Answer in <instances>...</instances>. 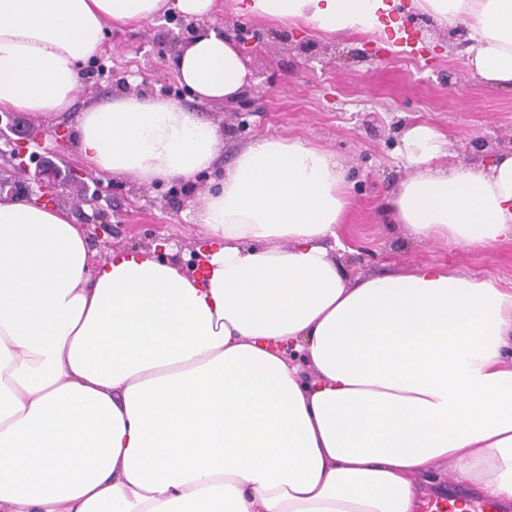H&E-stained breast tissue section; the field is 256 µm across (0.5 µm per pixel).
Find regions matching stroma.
<instances>
[{"label":"stroma","instance_id":"35a3bbf8","mask_svg":"<svg viewBox=\"0 0 512 512\" xmlns=\"http://www.w3.org/2000/svg\"><path fill=\"white\" fill-rule=\"evenodd\" d=\"M213 21L244 25L264 36L262 51L243 47L253 78L247 109L233 102L198 103L181 85L175 69L184 46L175 23L160 17L137 29L107 28L105 50L84 64V84L73 112L57 118L24 115L36 139L27 146L28 170L5 159L10 147L0 136V175L11 179L19 196L42 194L33 174L51 165L59 183L54 199L88 234L91 250L105 256L115 248L175 247L178 256L201 247L200 225L192 212L212 186L200 173L185 184H141L107 180L76 159L75 145L57 142L56 129H71L77 112L131 93L159 95L202 113L224 133L215 166L223 168L237 148L257 136L302 137L330 150L347 164L352 218L341 225L347 250L340 261L352 275H383L424 263L444 262L512 288V241L485 248L414 240L388 221L389 190L407 176L399 157L406 127L428 123L444 132L461 163L478 166L512 149V89L489 88L465 65L467 44L448 38L430 19L409 12L393 14L384 34L327 37L307 26H288L291 42L276 39L279 24L221 7ZM409 24L419 51L407 55L393 38L396 22ZM429 502L448 504L464 496L453 464H440L418 479Z\"/></svg>","mask_w":512,"mask_h":512}]
</instances>
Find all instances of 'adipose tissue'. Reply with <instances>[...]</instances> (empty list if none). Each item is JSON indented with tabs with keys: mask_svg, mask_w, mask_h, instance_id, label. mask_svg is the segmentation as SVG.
Listing matches in <instances>:
<instances>
[{
	"mask_svg": "<svg viewBox=\"0 0 512 512\" xmlns=\"http://www.w3.org/2000/svg\"><path fill=\"white\" fill-rule=\"evenodd\" d=\"M218 0H0V110L53 118L109 26ZM398 0H232L323 34H377ZM466 30L468 67L512 87V0H411ZM177 76L208 103L250 83L215 32ZM80 157L112 178L185 183L211 169L218 126L177 103L120 95L77 114ZM418 123L392 223L419 241H512V152L446 161ZM347 166L300 139L235 152L195 207L197 274L173 253L93 264L65 209L0 198V512H418L416 476L458 479L512 507V289L444 263L348 276ZM315 370L303 380L301 364Z\"/></svg>",
	"mask_w": 512,
	"mask_h": 512,
	"instance_id": "adipose-tissue-1",
	"label": "adipose tissue"
}]
</instances>
